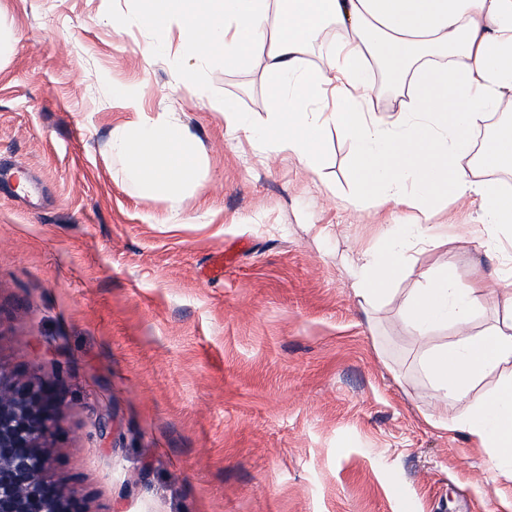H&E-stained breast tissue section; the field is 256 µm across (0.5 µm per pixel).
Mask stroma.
I'll return each mask as SVG.
<instances>
[{
  "label": "stroma",
  "instance_id": "obj_1",
  "mask_svg": "<svg viewBox=\"0 0 512 512\" xmlns=\"http://www.w3.org/2000/svg\"><path fill=\"white\" fill-rule=\"evenodd\" d=\"M138 0H0V372L56 384L50 478L89 512H512L437 404L398 295L365 316L344 264L402 211L354 208L349 140L320 173L225 135L216 100L268 120L259 65L182 83L119 18ZM178 113L201 157L178 214L110 158L135 111ZM412 248L400 293L430 270H512L493 228L457 241L449 200Z\"/></svg>",
  "mask_w": 512,
  "mask_h": 512
}]
</instances>
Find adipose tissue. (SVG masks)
Masks as SVG:
<instances>
[{"label":"adipose tissue","instance_id":"adipose-tissue-1","mask_svg":"<svg viewBox=\"0 0 512 512\" xmlns=\"http://www.w3.org/2000/svg\"><path fill=\"white\" fill-rule=\"evenodd\" d=\"M128 23L151 35L150 54L167 59L190 87L212 60L228 70L260 64L267 124L253 125L216 101L225 133L315 173L328 131L341 132L353 146L352 205L409 210V223L387 232L380 248L362 252L348 270L364 307L392 293L406 252L426 240L441 198L476 205L475 223L512 236V193L483 179V167L459 163L472 152L474 130L491 116H512V0H140ZM313 52L319 64H307ZM379 76L398 102L386 116L375 107ZM108 149L171 211L197 183L195 140L176 113L139 112L113 128ZM485 307L503 315L472 332L475 311ZM399 310L424 345L419 361L434 397L469 402L439 428L463 432L484 453L489 479L511 501L512 282L489 287L477 264L464 280L444 269L401 294ZM441 325L454 329L455 341L426 346ZM493 373L494 388L479 393Z\"/></svg>","mask_w":512,"mask_h":512}]
</instances>
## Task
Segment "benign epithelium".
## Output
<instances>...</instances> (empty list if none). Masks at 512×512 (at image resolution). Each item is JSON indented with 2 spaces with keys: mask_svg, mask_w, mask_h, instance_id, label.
Segmentation results:
<instances>
[{
  "mask_svg": "<svg viewBox=\"0 0 512 512\" xmlns=\"http://www.w3.org/2000/svg\"><path fill=\"white\" fill-rule=\"evenodd\" d=\"M62 403L52 384L0 374V512H88L48 477L53 459L44 441L61 428Z\"/></svg>",
  "mask_w": 512,
  "mask_h": 512,
  "instance_id": "benign-epithelium-1",
  "label": "benign epithelium"
}]
</instances>
